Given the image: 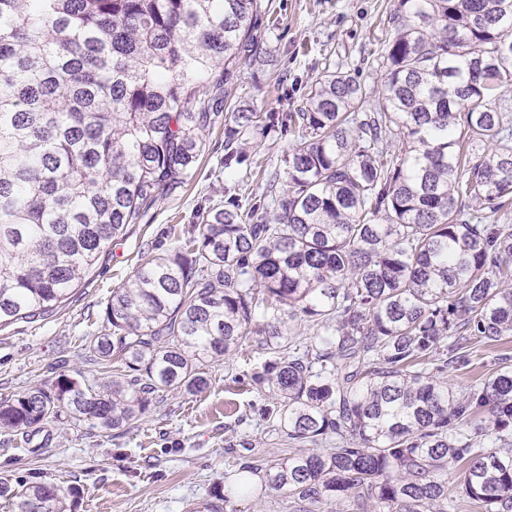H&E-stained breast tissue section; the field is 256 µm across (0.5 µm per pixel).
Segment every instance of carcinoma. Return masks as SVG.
I'll list each match as a JSON object with an SVG mask.
<instances>
[{"instance_id":"cac0c4a2","label":"carcinoma","mask_w":512,"mask_h":512,"mask_svg":"<svg viewBox=\"0 0 512 512\" xmlns=\"http://www.w3.org/2000/svg\"><path fill=\"white\" fill-rule=\"evenodd\" d=\"M260 0H0V327L72 297L146 206L189 180L222 89L267 54ZM374 91L325 71L297 112L224 116V168L250 137L297 133L283 187L253 172L172 225L104 309L106 382L59 373L0 396V430L50 419L109 433L250 336L235 379L316 445L264 469L301 512H454L455 489L512 512V360L458 391L446 374L512 338V0H397ZM377 108L367 111L372 97ZM313 331L311 340L300 337ZM485 417L507 449L480 448ZM54 484L0 481L11 512H72Z\"/></svg>"}]
</instances>
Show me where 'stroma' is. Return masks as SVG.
<instances>
[{
    "label": "stroma",
    "instance_id": "35a3bbf8",
    "mask_svg": "<svg viewBox=\"0 0 512 512\" xmlns=\"http://www.w3.org/2000/svg\"><path fill=\"white\" fill-rule=\"evenodd\" d=\"M395 0H264L277 26L261 25L269 61L241 64L226 98V111L253 107L262 112H294L315 76L327 69L358 75L379 89L384 72L376 62L389 35L379 16ZM287 87H280V77ZM295 135L279 131L250 139L253 162L269 172H285ZM206 150L190 181L160 196L141 223L113 240L109 253L54 311L0 328V394L50 386L61 369L102 380L86 344L103 333V310L135 270L147 250L169 248L166 229L184 224L197 205H223L235 181L220 167L224 125L205 132ZM265 358L254 340L238 353L210 362L209 388L189 395L165 392L131 427L110 435L66 418L30 433L0 432V480L30 476L79 492L75 512H193L217 501L225 475L241 464L270 465L293 454L286 437L270 431L252 410L257 393L241 390L233 378L247 363Z\"/></svg>",
    "mask_w": 512,
    "mask_h": 512
}]
</instances>
